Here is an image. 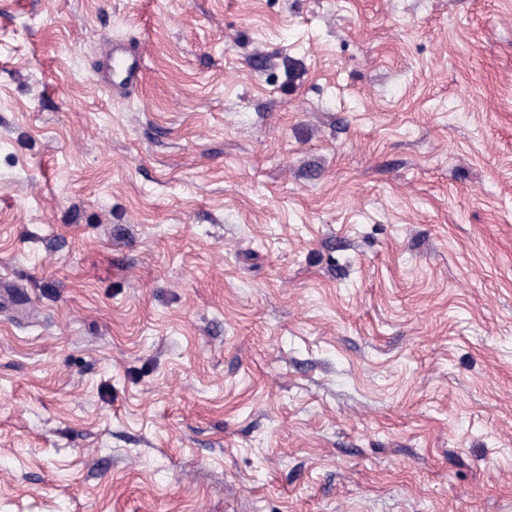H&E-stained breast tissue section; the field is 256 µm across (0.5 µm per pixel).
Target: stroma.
Instances as JSON below:
<instances>
[{"label": "stroma", "mask_w": 512, "mask_h": 512, "mask_svg": "<svg viewBox=\"0 0 512 512\" xmlns=\"http://www.w3.org/2000/svg\"><path fill=\"white\" fill-rule=\"evenodd\" d=\"M0 284V512H512V0H0ZM143 51L135 43H112L98 60L102 87L112 95L126 96L144 79Z\"/></svg>", "instance_id": "stroma-1"}]
</instances>
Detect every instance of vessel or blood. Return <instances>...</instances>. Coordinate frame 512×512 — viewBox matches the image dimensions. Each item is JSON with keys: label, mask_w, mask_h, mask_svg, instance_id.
<instances>
[{"label": "vessel or blood", "mask_w": 512, "mask_h": 512, "mask_svg": "<svg viewBox=\"0 0 512 512\" xmlns=\"http://www.w3.org/2000/svg\"><path fill=\"white\" fill-rule=\"evenodd\" d=\"M142 63L143 52L137 44H109L96 66L102 87L116 96L128 95L143 82Z\"/></svg>", "instance_id": "obj_1"}]
</instances>
